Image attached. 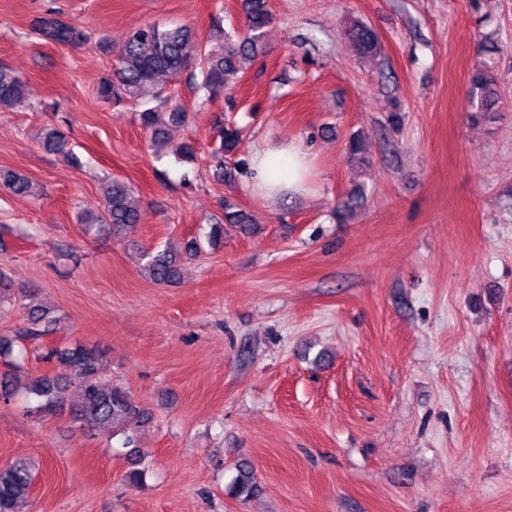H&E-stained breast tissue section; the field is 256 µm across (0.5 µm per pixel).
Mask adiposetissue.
Masks as SVG:
<instances>
[{"instance_id":"1","label":"adipose tissue","mask_w":512,"mask_h":512,"mask_svg":"<svg viewBox=\"0 0 512 512\" xmlns=\"http://www.w3.org/2000/svg\"><path fill=\"white\" fill-rule=\"evenodd\" d=\"M309 154L296 143L256 150L251 157L249 186L263 198L307 190Z\"/></svg>"}]
</instances>
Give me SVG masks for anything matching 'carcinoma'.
I'll return each mask as SVG.
<instances>
[{"label":"carcinoma","instance_id":"carcinoma-1","mask_svg":"<svg viewBox=\"0 0 512 512\" xmlns=\"http://www.w3.org/2000/svg\"><path fill=\"white\" fill-rule=\"evenodd\" d=\"M246 17L244 29L226 33L221 40L202 41L188 26H159L145 23L132 28L117 54L112 77L103 81L99 97L108 103H127L136 109L141 126L150 135V147L159 154L167 145L169 130L184 125L189 117L173 96L165 93L159 78L176 77L195 60L196 88L206 100L229 94L233 80L243 71L242 60L258 51L265 37V29L272 22L268 0H242ZM40 31L44 38L58 44L78 40L81 33L75 27L56 18H45ZM350 40L363 54H376L381 49L378 34L368 25L355 22L349 30ZM495 92L484 68L476 70L468 94L469 111L477 115L489 112L494 105ZM25 102V82L10 69L0 66V110H10ZM238 127L223 126L219 130V171L227 185L233 186L238 176L246 174L247 162L237 161L224 169V157L233 154L239 139ZM40 145L49 154L73 158L67 150L64 135L49 129L41 137ZM0 186L17 196L32 193L28 177L11 169H0ZM102 208L81 217L86 232H112L121 237L134 227L138 217V203L134 190L126 182L112 179L102 187ZM225 218L241 225L247 231L255 224L251 214L235 209V203L224 201ZM201 253L195 241L181 248L167 247L156 253H147L144 270L157 284L174 283L181 278V259H195ZM48 358L56 361L59 374L37 376L28 385L36 399L34 411L41 415H66L82 431L112 428L121 431L124 444L135 443L128 433V425L148 420L149 412L121 387L101 384L97 375L102 369L104 352L94 346L77 345L63 350H52ZM77 385L78 397H69L71 385ZM36 479L35 465L27 458L16 459L0 466V512H14L19 495L30 488ZM238 493L249 496L255 490L250 465L240 466Z\"/></svg>","mask_w":512,"mask_h":512}]
</instances>
